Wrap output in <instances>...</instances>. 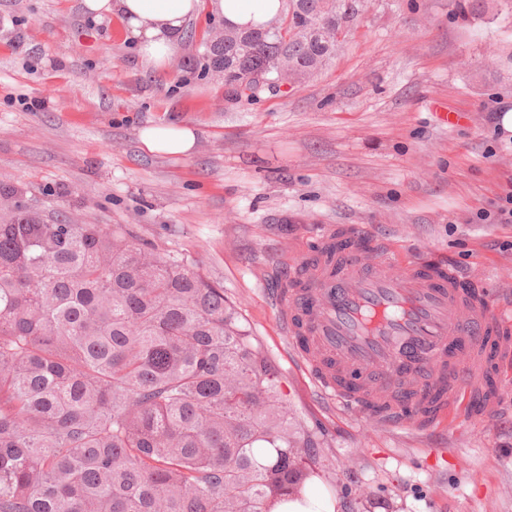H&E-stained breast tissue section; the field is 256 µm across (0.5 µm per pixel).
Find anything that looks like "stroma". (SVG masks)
Here are the masks:
<instances>
[{"instance_id":"stroma-1","label":"stroma","mask_w":512,"mask_h":512,"mask_svg":"<svg viewBox=\"0 0 512 512\" xmlns=\"http://www.w3.org/2000/svg\"><path fill=\"white\" fill-rule=\"evenodd\" d=\"M466 2L370 0L328 66L247 103L201 68L224 28L209 8L149 70L80 0H0V184L45 222L123 224L199 262L281 371L336 512H512V381L493 371L485 416L367 423L321 393L272 300L282 257L327 226L512 294V224L487 217L512 189V131L490 115L512 105V0ZM162 123L196 129L191 155L145 148Z\"/></svg>"}]
</instances>
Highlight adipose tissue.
<instances>
[{"instance_id": "ef3b65f1", "label": "adipose tissue", "mask_w": 512, "mask_h": 512, "mask_svg": "<svg viewBox=\"0 0 512 512\" xmlns=\"http://www.w3.org/2000/svg\"><path fill=\"white\" fill-rule=\"evenodd\" d=\"M82 6L96 19L117 17L123 32L136 39L142 63L160 68L173 56L200 0H82ZM281 7V0H212L213 13L239 27L270 24ZM140 138L150 151L185 155L193 149L196 133L185 125L156 124L143 128Z\"/></svg>"}]
</instances>
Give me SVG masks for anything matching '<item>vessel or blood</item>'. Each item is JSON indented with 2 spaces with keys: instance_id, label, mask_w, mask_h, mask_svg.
<instances>
[{
  "instance_id": "1",
  "label": "vessel or blood",
  "mask_w": 512,
  "mask_h": 512,
  "mask_svg": "<svg viewBox=\"0 0 512 512\" xmlns=\"http://www.w3.org/2000/svg\"><path fill=\"white\" fill-rule=\"evenodd\" d=\"M284 259L288 277L273 302L282 329L329 398L367 420L394 424L431 409L448 422L476 391L474 366L487 337L512 329V301L465 292L452 267L364 257L351 232Z\"/></svg>"
}]
</instances>
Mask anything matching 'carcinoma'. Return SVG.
I'll list each match as a JSON object with an SVG mask.
<instances>
[{"instance_id": "1", "label": "carcinoma", "mask_w": 512, "mask_h": 512, "mask_svg": "<svg viewBox=\"0 0 512 512\" xmlns=\"http://www.w3.org/2000/svg\"><path fill=\"white\" fill-rule=\"evenodd\" d=\"M369 0H284L273 27L206 47L253 102L326 66ZM327 18V38L305 29ZM0 220V512H272L314 477L281 374L184 258L120 224Z\"/></svg>"}]
</instances>
